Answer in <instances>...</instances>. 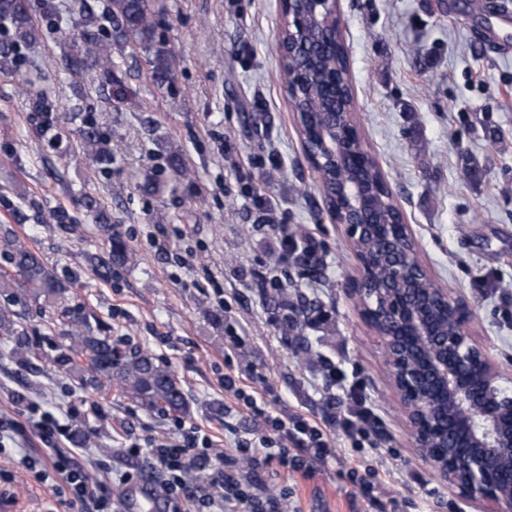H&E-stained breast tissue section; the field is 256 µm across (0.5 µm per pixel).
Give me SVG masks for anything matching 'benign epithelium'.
Listing matches in <instances>:
<instances>
[{"instance_id": "benign-epithelium-1", "label": "benign epithelium", "mask_w": 512, "mask_h": 512, "mask_svg": "<svg viewBox=\"0 0 512 512\" xmlns=\"http://www.w3.org/2000/svg\"><path fill=\"white\" fill-rule=\"evenodd\" d=\"M279 5L289 43L305 45L311 15L318 19V39L343 42L340 0H279ZM346 86L340 91L330 83L322 91L338 122L347 108L356 107L353 84ZM329 126L322 123V153L302 146L316 172L325 165L350 166L345 142L331 138ZM335 192L343 209L324 206L329 223L344 225L353 242L371 237L384 248L388 277H377L361 262L351 294L379 337L418 459L462 499L482 503L484 512H512V393L500 386L499 371L471 332V309L429 275L405 221L376 219L359 171L350 170ZM437 307L448 312L445 333L433 322Z\"/></svg>"}]
</instances>
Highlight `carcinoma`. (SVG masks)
<instances>
[{
    "instance_id": "1",
    "label": "carcinoma",
    "mask_w": 512,
    "mask_h": 512,
    "mask_svg": "<svg viewBox=\"0 0 512 512\" xmlns=\"http://www.w3.org/2000/svg\"><path fill=\"white\" fill-rule=\"evenodd\" d=\"M56 5L53 0H0V29L11 34V38L0 41V71L15 72L17 51L20 44H32L41 40L44 29L39 19L47 21V29L58 39L72 42L62 61L45 58L32 66L29 73L18 76V91L25 105L41 118L37 127L39 134L52 133V140L74 139L82 150L87 180L95 181L112 166L110 136L104 128L106 122L92 117L80 118L63 115L53 117L49 104V92L42 85V73L48 67L63 64V71L74 83L97 86L116 101L127 96L124 85L116 76L118 63L112 50L123 56L125 50L142 52L151 67L149 78L157 85L168 79V51L160 42L155 22L153 0H107L105 5L98 0H75L73 8V33L62 30L53 22ZM280 63L283 84H288L293 69H307L306 82L299 89L302 98L297 117L298 135L314 151L321 150L316 139L318 112L324 105L319 98L318 87L328 76L344 80L347 59L341 46L336 49H315L301 53L288 44V32H283L274 43ZM357 118L345 117L348 131V146L353 157L362 161L368 184V198L379 220L389 224L397 218V211L387 194L378 172L371 171L367 160L364 140L356 132ZM168 164L174 181L182 184L195 178L194 172L185 168L180 153L172 150ZM78 204L88 213L100 231L108 234V245L99 253L88 256V262L102 269L114 266L134 265L138 261L136 251L117 233L112 232V211L105 208L99 197L84 193ZM4 246L13 265L16 277L0 278V292L17 302L26 299L43 300L60 306V320L67 322L68 342L56 347L55 354L46 361L58 369H72L70 352L81 354L85 365L77 372L81 385L98 389L102 386H117L147 411L163 410L178 413L187 408L174 372L160 363L147 351L128 352L112 341L103 324H91L81 312L63 304L70 285L59 279L43 257L13 236H4ZM18 313L0 307V331L15 338L12 351L14 359L21 365L30 363V349L26 333L20 329Z\"/></svg>"
}]
</instances>
